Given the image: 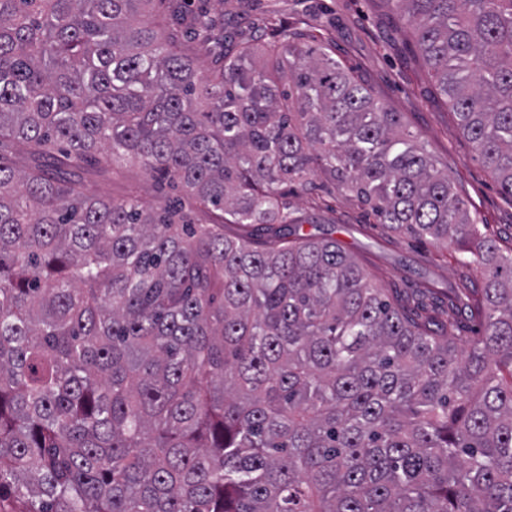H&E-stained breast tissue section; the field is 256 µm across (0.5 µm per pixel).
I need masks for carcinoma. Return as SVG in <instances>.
<instances>
[{
  "label": "carcinoma",
  "mask_w": 512,
  "mask_h": 512,
  "mask_svg": "<svg viewBox=\"0 0 512 512\" xmlns=\"http://www.w3.org/2000/svg\"><path fill=\"white\" fill-rule=\"evenodd\" d=\"M153 2L0 0V512H512V248L331 46L201 69L218 18L159 0V33ZM385 2L512 197V0ZM121 161L218 215L56 174ZM318 172L479 268L448 311L482 336L302 233ZM452 327L449 328L451 336H474L479 328V321L472 317L468 310L456 312L451 316Z\"/></svg>",
  "instance_id": "carcinoma-1"
}]
</instances>
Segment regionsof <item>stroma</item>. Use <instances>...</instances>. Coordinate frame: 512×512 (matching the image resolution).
Wrapping results in <instances>:
<instances>
[{
  "instance_id": "stroma-1",
  "label": "stroma",
  "mask_w": 512,
  "mask_h": 512,
  "mask_svg": "<svg viewBox=\"0 0 512 512\" xmlns=\"http://www.w3.org/2000/svg\"><path fill=\"white\" fill-rule=\"evenodd\" d=\"M210 7L223 17L228 43L236 49L272 40L279 24L301 38L331 42L337 60L374 98L402 113L438 166L449 171L485 233L500 247L512 246V197L501 192L473 144L459 131L408 26L383 0H210ZM74 177L89 196L120 199L134 194L153 204L177 195L129 164L108 172L87 167ZM315 183L312 193L286 197L291 217L306 233L336 239L388 293L412 300L430 289L436 295L433 308L444 311L453 289L481 287L479 269L458 263L452 250L379 225L354 193L321 176Z\"/></svg>"
}]
</instances>
